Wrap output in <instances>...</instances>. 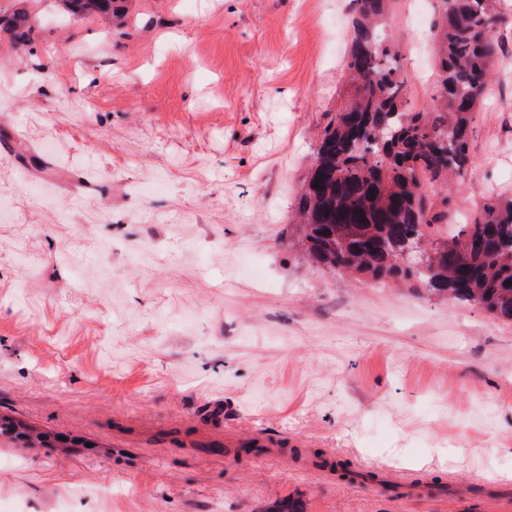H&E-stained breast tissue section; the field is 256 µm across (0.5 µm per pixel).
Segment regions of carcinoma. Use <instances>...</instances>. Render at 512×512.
I'll return each instance as SVG.
<instances>
[{
    "instance_id": "cac0c4a2",
    "label": "carcinoma",
    "mask_w": 512,
    "mask_h": 512,
    "mask_svg": "<svg viewBox=\"0 0 512 512\" xmlns=\"http://www.w3.org/2000/svg\"><path fill=\"white\" fill-rule=\"evenodd\" d=\"M18 0L0 17L13 43L28 44L35 19ZM119 0H64L71 16L110 18ZM392 0H353L356 14L347 67L351 99L328 121L302 183L296 240L312 262L380 284L414 278L433 295L468 303L512 322V198H490L455 234L450 197L469 160L473 114L502 52L496 38L506 0H436L434 40L440 78L433 107H408L396 53L381 34ZM443 195L444 209L430 198ZM412 242L432 256L401 263ZM323 465L342 480L358 473L345 461Z\"/></svg>"
}]
</instances>
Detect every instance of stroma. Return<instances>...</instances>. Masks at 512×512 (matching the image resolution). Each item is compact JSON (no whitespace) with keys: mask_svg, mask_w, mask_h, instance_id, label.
<instances>
[{"mask_svg":"<svg viewBox=\"0 0 512 512\" xmlns=\"http://www.w3.org/2000/svg\"><path fill=\"white\" fill-rule=\"evenodd\" d=\"M0 32V512H512V323L312 264L292 212L353 88L351 0H28ZM435 0L385 31L411 108ZM457 223L512 197V22ZM429 495L345 484L314 455ZM27 0H18L15 9L0 17V26L7 31L13 43L18 46L28 44L33 35L35 19L26 7ZM119 0H64L65 10L71 16L110 18L119 10Z\"/></svg>","mask_w":512,"mask_h":512,"instance_id":"1","label":"stroma"}]
</instances>
